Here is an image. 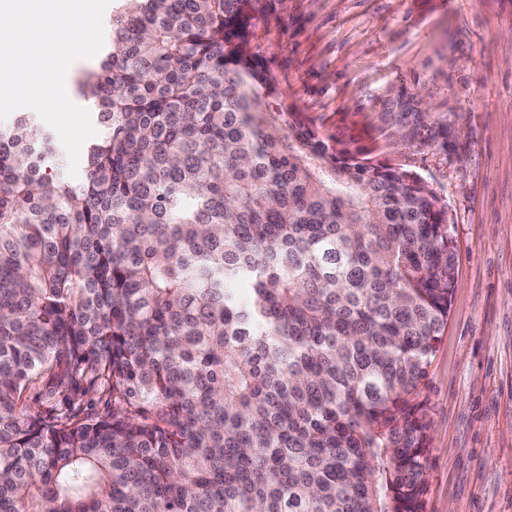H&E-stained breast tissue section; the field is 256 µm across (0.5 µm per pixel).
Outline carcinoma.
I'll list each match as a JSON object with an SVG mask.
<instances>
[{
    "label": "carcinoma",
    "mask_w": 512,
    "mask_h": 512,
    "mask_svg": "<svg viewBox=\"0 0 512 512\" xmlns=\"http://www.w3.org/2000/svg\"><path fill=\"white\" fill-rule=\"evenodd\" d=\"M273 2L113 0L78 183L0 127V512H424L448 213L275 127Z\"/></svg>",
    "instance_id": "1"
}]
</instances>
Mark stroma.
<instances>
[{"label":"stroma","instance_id":"35a3bbf8","mask_svg":"<svg viewBox=\"0 0 512 512\" xmlns=\"http://www.w3.org/2000/svg\"><path fill=\"white\" fill-rule=\"evenodd\" d=\"M249 47L277 107L444 201L455 288L423 393L425 512H512V0H275ZM402 99L426 118L398 135Z\"/></svg>","mask_w":512,"mask_h":512}]
</instances>
